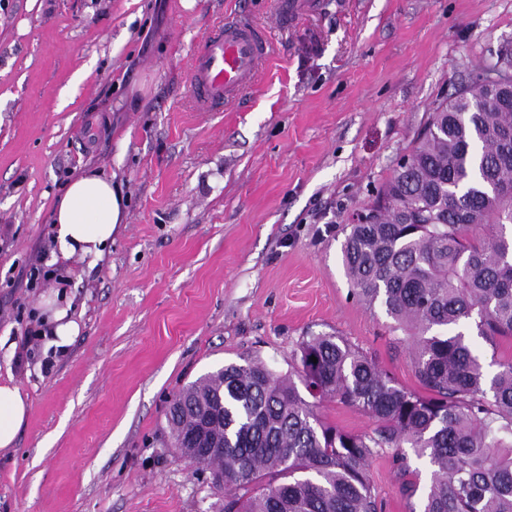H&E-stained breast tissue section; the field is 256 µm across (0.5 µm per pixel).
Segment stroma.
<instances>
[{
	"mask_svg": "<svg viewBox=\"0 0 512 512\" xmlns=\"http://www.w3.org/2000/svg\"><path fill=\"white\" fill-rule=\"evenodd\" d=\"M283 24L274 0H0V366L29 396L0 454V512H222L208 471L172 448L187 384L258 359L296 373L313 336L347 340L421 391L403 331L351 293L345 229L454 88L512 71V0H321ZM248 14L273 42L220 112L193 106V45ZM93 169L127 222L96 268L60 262L52 211ZM66 292L80 333L31 346L42 295ZM369 465L382 512H419L399 457Z\"/></svg>",
	"mask_w": 512,
	"mask_h": 512,
	"instance_id": "obj_1",
	"label": "stroma"
}]
</instances>
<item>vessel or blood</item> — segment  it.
<instances>
[{"instance_id":"obj_1","label":"vessel or blood","mask_w":512,"mask_h":512,"mask_svg":"<svg viewBox=\"0 0 512 512\" xmlns=\"http://www.w3.org/2000/svg\"><path fill=\"white\" fill-rule=\"evenodd\" d=\"M317 0H276V16L286 22L316 9ZM272 48L268 31L245 18L225 20L217 33L195 44L189 87L200 110L217 111L255 80Z\"/></svg>"}]
</instances>
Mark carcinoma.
Returning <instances> with one entry per match:
<instances>
[{
	"instance_id": "1",
	"label": "carcinoma",
	"mask_w": 512,
	"mask_h": 512,
	"mask_svg": "<svg viewBox=\"0 0 512 512\" xmlns=\"http://www.w3.org/2000/svg\"><path fill=\"white\" fill-rule=\"evenodd\" d=\"M493 97L471 84L435 107L342 244L353 296L407 332L429 394L330 334L302 342L298 378L372 419L369 431L324 422L258 360L198 378L167 420L178 450L206 426L201 465L227 489L224 512H378L369 462L406 445L431 467L423 512H512V358L487 378L465 333L473 322L490 344L512 336V103Z\"/></svg>"
}]
</instances>
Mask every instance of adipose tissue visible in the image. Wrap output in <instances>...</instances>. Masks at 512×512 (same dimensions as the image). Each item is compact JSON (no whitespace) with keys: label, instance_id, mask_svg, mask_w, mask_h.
Returning <instances> with one entry per match:
<instances>
[{"label":"adipose tissue","instance_id":"adipose-tissue-1","mask_svg":"<svg viewBox=\"0 0 512 512\" xmlns=\"http://www.w3.org/2000/svg\"><path fill=\"white\" fill-rule=\"evenodd\" d=\"M125 221L126 201L112 180L94 172L75 178L54 209L46 266L77 257L95 267ZM79 332L72 299L58 293L42 299L39 336L45 351L65 353ZM29 413L30 402L21 386L10 377L0 380V452L15 451Z\"/></svg>","mask_w":512,"mask_h":512}]
</instances>
